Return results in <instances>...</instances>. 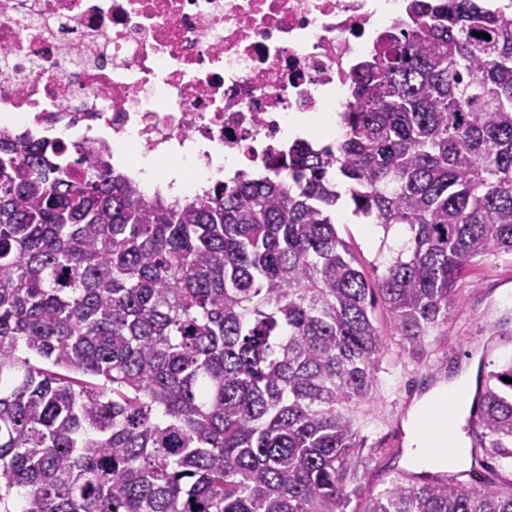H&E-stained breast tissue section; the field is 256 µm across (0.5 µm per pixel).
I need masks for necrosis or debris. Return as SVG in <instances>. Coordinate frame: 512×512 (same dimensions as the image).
I'll use <instances>...</instances> for the list:
<instances>
[{
    "mask_svg": "<svg viewBox=\"0 0 512 512\" xmlns=\"http://www.w3.org/2000/svg\"><path fill=\"white\" fill-rule=\"evenodd\" d=\"M0 0V133L106 144L137 191L144 160L219 177L271 170L306 139L293 117L344 134L356 62L406 0Z\"/></svg>",
    "mask_w": 512,
    "mask_h": 512,
    "instance_id": "1",
    "label": "necrosis or debris"
}]
</instances>
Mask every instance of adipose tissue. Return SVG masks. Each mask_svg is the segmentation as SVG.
<instances>
[{
  "label": "adipose tissue",
  "mask_w": 512,
  "mask_h": 512,
  "mask_svg": "<svg viewBox=\"0 0 512 512\" xmlns=\"http://www.w3.org/2000/svg\"><path fill=\"white\" fill-rule=\"evenodd\" d=\"M465 387V379H458L452 385L431 390L417 405L409 423L413 463L437 466L446 462H466L468 450L457 430L449 428L446 422L427 418L429 411L441 408L448 401H461Z\"/></svg>",
  "instance_id": "adipose-tissue-1"
}]
</instances>
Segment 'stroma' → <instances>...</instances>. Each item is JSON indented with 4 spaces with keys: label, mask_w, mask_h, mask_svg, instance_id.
Instances as JSON below:
<instances>
[{
    "label": "stroma",
    "mask_w": 512,
    "mask_h": 512,
    "mask_svg": "<svg viewBox=\"0 0 512 512\" xmlns=\"http://www.w3.org/2000/svg\"><path fill=\"white\" fill-rule=\"evenodd\" d=\"M336 229L350 246L367 279H374L382 246H395L400 227L390 232L375 228L365 236L363 224L351 214L347 203L336 209ZM458 310L448 328L428 337L425 362L417 364L405 354L398 337L389 335L377 374V386L371 399L353 406L354 424L376 451L373 483L389 480L393 470L407 469L409 441L407 425L411 403L442 384L441 378L429 377L427 364L440 363L445 374L459 373L474 377L479 360L502 365L512 362V257L488 258L470 266L457 294ZM505 336L489 351L479 344L487 340L491 327Z\"/></svg>",
    "instance_id": "35a3bbf8"
}]
</instances>
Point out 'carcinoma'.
I'll list each match as a JSON object with an SVG mask.
<instances>
[{
	"mask_svg": "<svg viewBox=\"0 0 512 512\" xmlns=\"http://www.w3.org/2000/svg\"><path fill=\"white\" fill-rule=\"evenodd\" d=\"M350 96L334 143L178 205L101 149L0 136V512H512V363L452 474L370 486L349 413L375 300L419 362L468 267L512 255V0H408ZM339 182L406 232L372 281Z\"/></svg>",
	"mask_w": 512,
	"mask_h": 512,
	"instance_id": "cac0c4a2",
	"label": "carcinoma"
}]
</instances>
